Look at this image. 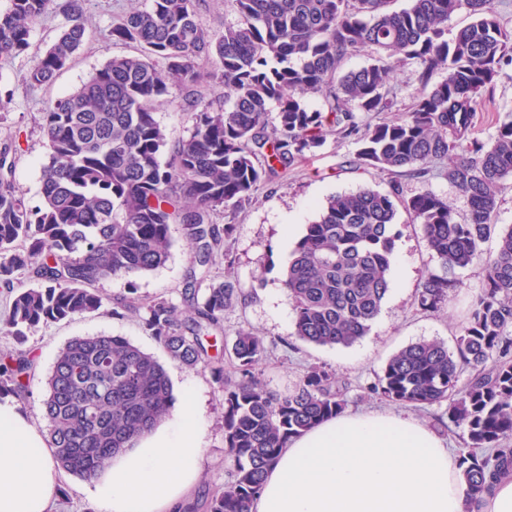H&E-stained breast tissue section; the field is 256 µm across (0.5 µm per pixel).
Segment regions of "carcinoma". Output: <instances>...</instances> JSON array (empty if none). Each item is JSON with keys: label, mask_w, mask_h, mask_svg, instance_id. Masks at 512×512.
<instances>
[{"label": "carcinoma", "mask_w": 512, "mask_h": 512, "mask_svg": "<svg viewBox=\"0 0 512 512\" xmlns=\"http://www.w3.org/2000/svg\"><path fill=\"white\" fill-rule=\"evenodd\" d=\"M237 20L210 33L199 0H151L112 25L109 36L139 52L114 56L41 117L46 162L42 201L30 205L12 178L9 145L0 147V288L13 293L0 332L23 344L36 328L112 304V314L139 316L145 332L189 368H207L224 387V448L234 462L207 512H249L264 474L294 437L342 413L345 388L336 374L311 366L288 394L270 391L257 373L265 339L240 328L227 359L209 353V330L242 288L194 287L195 267L228 257L234 225L213 217L250 203L296 163L315 155L327 134L352 140L359 164L377 173L421 175L447 162L448 182L466 200L462 221L448 198L429 189L407 196L399 186L363 187L327 199L306 226L283 286L293 301L294 336L347 347L368 334L390 292L395 219L404 210L420 226L438 262L418 292L425 311L446 309L462 286L455 272L485 259L484 287L471 306L455 351L419 341L393 354L369 392L397 405H446L461 431L457 449L466 508L479 503L512 466V227L497 234L494 214L512 179V113L486 141L472 137L479 96L512 65V33L493 0H234ZM86 0H9L0 11V52L19 56L34 23L52 10L65 19L26 76L50 83L84 43ZM472 21L448 38V18ZM366 50L370 62L340 73ZM224 85V105L192 97L189 137L173 140L155 118L174 84L195 86L199 62ZM418 68L420 89L408 111L374 124L362 112H389L391 87L405 65ZM444 72L438 83L432 76ZM324 95L325 108L305 99ZM278 112H271L272 106ZM168 160L161 161L163 153ZM183 226L192 254L184 301L186 324L166 298L144 305L114 299L97 285L163 266L173 246L170 226ZM498 235L483 257L484 244ZM27 274L34 284L17 288ZM229 365L231 374L225 373ZM472 373L461 381L465 369ZM35 364L23 349L0 356V396L31 393ZM173 393L162 364L122 336L79 337L58 353L39 410L60 466L85 480L123 448L168 419Z\"/></svg>", "instance_id": "1"}]
</instances>
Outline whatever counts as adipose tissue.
<instances>
[{"instance_id": "ef3b65f1", "label": "adipose tissue", "mask_w": 512, "mask_h": 512, "mask_svg": "<svg viewBox=\"0 0 512 512\" xmlns=\"http://www.w3.org/2000/svg\"><path fill=\"white\" fill-rule=\"evenodd\" d=\"M204 448L184 401L92 479L98 512H178ZM64 471L13 397L0 398V512H52ZM459 461L430 427L398 414L350 413L293 439L264 477L251 512H464Z\"/></svg>"}]
</instances>
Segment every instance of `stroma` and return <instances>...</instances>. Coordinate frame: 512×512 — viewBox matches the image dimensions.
<instances>
[{"label": "stroma", "instance_id": "obj_1", "mask_svg": "<svg viewBox=\"0 0 512 512\" xmlns=\"http://www.w3.org/2000/svg\"><path fill=\"white\" fill-rule=\"evenodd\" d=\"M130 0H87L88 19L85 41L52 84L28 87L25 76L36 57L65 24L54 12L44 14L33 26L27 54H0V144L16 140L13 179L30 204L41 201V166L46 148L40 129V117L57 98L75 91L94 71L116 55H132V43L112 40L111 23L128 13ZM210 63L200 65L203 78L192 93L204 100L222 104L224 88L212 80ZM182 86L170 89L166 103L156 119L174 138L188 137L192 119L183 105L188 93ZM512 112V65L505 67L495 80L493 100H481L478 106L474 137L485 140L494 133L505 113ZM357 147L352 140L329 134L324 147L299 163L274 183L262 185L253 200L237 211H224L217 223L234 225L231 239V264L219 263L210 270V281L232 279L242 288L238 301L224 313L228 332L249 328L263 336L270 352L259 367L261 380L279 391L293 390L304 371L319 365L336 372L347 387V408L351 411L397 412V405L371 395L370 385L377 380L386 361L401 348L422 340H435L455 347L456 339L469 317V302L483 286L486 266L476 262L458 274L462 288L447 311L426 312L417 303V288L437 262L428 249L418 225L405 212L396 217L399 236L395 242L396 261L390 273V292L369 333L349 347H320L305 343L293 334L292 300L282 284L291 252L307 224L317 220L326 198L348 193L365 185L387 188L390 178L376 175L356 164ZM405 194L429 189L453 202L458 218H465L467 204L456 189L431 167L419 178L400 179ZM174 247L165 265L133 279L115 277L100 283V290L122 298L136 293L140 301L163 297L180 302L189 267V250L182 225L171 227ZM106 334L122 336L164 366L173 386L175 401H182L185 390H192L199 412L205 454L201 485L207 491L223 486L233 462L224 448V389L209 371L185 366L169 357L162 347L142 328L137 318L113 316L111 307L52 322L31 333L25 348L36 360V383L30 398L21 401L39 431L47 423L38 412L39 394L52 369L58 351L79 336Z\"/></svg>", "mask_w": 512, "mask_h": 512}]
</instances>
